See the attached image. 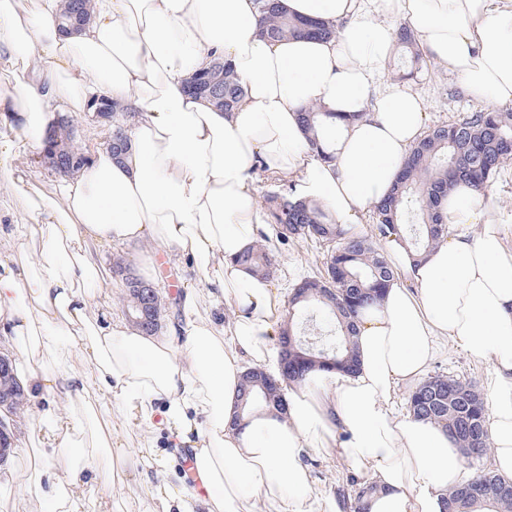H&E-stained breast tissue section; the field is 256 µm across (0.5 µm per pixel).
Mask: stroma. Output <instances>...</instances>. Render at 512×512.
<instances>
[{
	"instance_id": "stroma-1",
	"label": "stroma",
	"mask_w": 512,
	"mask_h": 512,
	"mask_svg": "<svg viewBox=\"0 0 512 512\" xmlns=\"http://www.w3.org/2000/svg\"><path fill=\"white\" fill-rule=\"evenodd\" d=\"M412 86L427 102L426 128L452 121L461 113L475 109L476 104L465 98L459 83L447 68L431 57H424L420 69L411 80ZM495 210L497 219L508 233L506 246L512 250V161L506 163L485 193ZM268 247L279 267L274 277L276 287L283 296H290L294 285L303 277L323 268L327 258L325 246L310 239H298L283 244L270 239ZM100 261L107 271L100 292V304L113 319L127 320V290L121 278L112 274L115 260H122L136 276L146 277L157 284L162 297L163 310L160 316L161 329H168L182 310L185 283L194 281L196 275L183 262L169 256L165 247L156 245L144 249L142 245L130 243L102 244ZM429 373L456 375L483 386L487 365L468 358L454 343H445L440 355L429 365ZM35 458L32 447L14 449L6 466L0 468V512H33L34 504L28 493L26 478ZM305 463L314 479L313 494L317 500H333L341 494L353 491V479L335 458L327 456L325 450L312 451ZM122 501L123 512H161L157 501L147 495L141 474L128 473L124 482L106 487L94 493L90 499L89 512H111L113 501Z\"/></svg>"
}]
</instances>
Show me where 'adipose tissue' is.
<instances>
[{
    "instance_id": "ef3b65f1",
    "label": "adipose tissue",
    "mask_w": 512,
    "mask_h": 512,
    "mask_svg": "<svg viewBox=\"0 0 512 512\" xmlns=\"http://www.w3.org/2000/svg\"><path fill=\"white\" fill-rule=\"evenodd\" d=\"M280 6L338 25L337 36L265 41L257 0H93L87 24L69 33L59 26L63 0H0V61L14 80L0 93V121L15 131L0 142V166L45 153L59 104L81 112L103 97L133 115L127 150L117 158L96 151L55 196L14 178L40 226L38 246L0 224V348L23 352L16 377L44 404L41 463L29 482L36 505L85 512L86 489L108 467L117 482L127 470L148 471L144 487L163 512H341L337 503L314 505L303 463L326 448L375 485L365 512H442V493L467 476L461 452L441 427L397 415L394 396L424 374L445 339L490 367L492 468L512 479V253L466 184L443 200L448 236L423 258L388 241L395 277L359 318L355 371L318 373L314 389L288 393L285 413L240 414L244 374L279 365L273 338L285 317L273 282L239 262L267 229L254 166L295 181L301 197L361 232L427 117L418 91L384 79L400 21L467 96L512 106V0ZM217 56L246 88L230 112L186 89ZM309 106L334 115L319 131L322 158L300 119ZM104 239L190 258L211 299L231 305L232 320L196 316L193 287L183 323L166 338L102 317ZM115 412L147 428L162 419L191 448L196 486L173 488L152 439L133 451L115 443Z\"/></svg>"
}]
</instances>
